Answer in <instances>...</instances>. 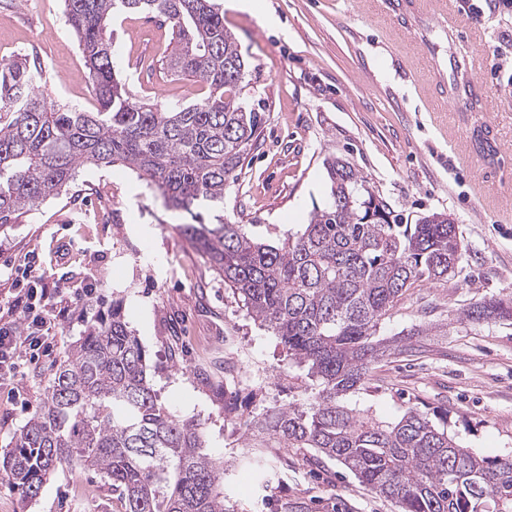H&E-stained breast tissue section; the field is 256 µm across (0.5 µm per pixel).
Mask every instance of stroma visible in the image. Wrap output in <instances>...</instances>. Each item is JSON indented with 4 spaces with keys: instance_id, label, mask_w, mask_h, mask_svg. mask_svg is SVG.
I'll use <instances>...</instances> for the list:
<instances>
[{
    "instance_id": "stroma-1",
    "label": "stroma",
    "mask_w": 512,
    "mask_h": 512,
    "mask_svg": "<svg viewBox=\"0 0 512 512\" xmlns=\"http://www.w3.org/2000/svg\"><path fill=\"white\" fill-rule=\"evenodd\" d=\"M252 12H224L248 63L244 106L263 123L236 179L224 189V217L255 235L299 230L329 200L324 161L352 162L370 187L409 223L427 214L458 224L461 270L411 289L378 334L427 328L415 350L375 365L361 402L389 419L406 408L448 414L462 445L485 455L512 451V324L467 325L457 315L471 303L512 294V214L488 207V178L512 176V16L467 14V28L439 25L389 0L378 15L370 0H255ZM112 61L145 102L196 103L203 86L163 66L172 30L147 12L115 17ZM500 56L483 66L474 112L444 103L464 59ZM38 54L57 99L95 111L80 76L86 68L70 34L63 0H0V58ZM488 138L491 154L479 151ZM188 214L166 207L134 171L115 165L80 168L74 183L21 223L0 229V267L47 269L66 306L93 287L84 312L63 324L67 350L123 304L125 320L147 354V374L162 402L198 419L213 457L243 452L239 416L267 406L304 403L313 392L301 372L286 371L276 337L261 329L242 302L180 232ZM232 339L246 370L265 381L239 385L224 376V341ZM56 359L31 366L18 395L0 391V456L37 412ZM261 474L239 468L224 478L225 512H396L336 462L308 448H282ZM0 512H123L99 476L73 464L51 477L32 503L0 474Z\"/></svg>"
}]
</instances>
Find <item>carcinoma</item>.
<instances>
[{
  "instance_id": "carcinoma-1",
  "label": "carcinoma",
  "mask_w": 512,
  "mask_h": 512,
  "mask_svg": "<svg viewBox=\"0 0 512 512\" xmlns=\"http://www.w3.org/2000/svg\"><path fill=\"white\" fill-rule=\"evenodd\" d=\"M150 10L172 29L166 69L193 77L205 95L191 105L145 103L115 71L112 16ZM98 107L87 112L41 91L38 59H0V228L21 223L73 182L83 166L118 163L166 205L190 215L184 232L277 337L315 390L306 404L251 414L247 448H312L346 468L397 512H512V454L480 455L448 431L445 417L407 409L387 420L352 400L386 353L411 349L375 335L415 285L448 275L462 258L455 224H415L375 195L348 160L326 161L330 201L301 231L277 243L204 212L224 207L262 124L239 92L248 64L212 0H64ZM454 92L472 108L466 78ZM512 319V298L473 303L457 321ZM98 472L123 512H224V465L205 450L201 423L159 401L146 351L122 306L89 327L59 360L46 398L22 427L0 471L26 502L62 467Z\"/></svg>"
}]
</instances>
